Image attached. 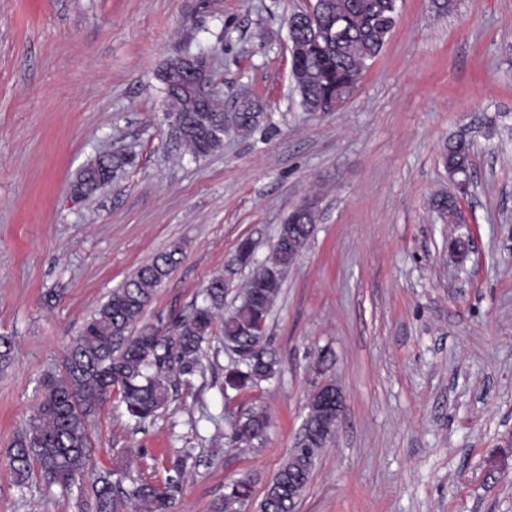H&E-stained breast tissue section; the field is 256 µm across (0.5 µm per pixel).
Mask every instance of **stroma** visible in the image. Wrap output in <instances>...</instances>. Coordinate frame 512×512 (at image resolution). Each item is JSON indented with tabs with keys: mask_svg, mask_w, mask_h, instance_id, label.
<instances>
[{
	"mask_svg": "<svg viewBox=\"0 0 512 512\" xmlns=\"http://www.w3.org/2000/svg\"><path fill=\"white\" fill-rule=\"evenodd\" d=\"M315 0H0V512H77L75 496L21 489L7 450L84 320L140 266L180 243L181 263L142 324L172 331L226 277L249 275L239 242L273 252L288 214L317 216L266 325L275 375L224 388L221 328L202 367L155 418L135 424L111 395L92 430L95 469L165 485L175 512H212L227 483L262 498L323 382L344 397L296 512H512V0H397L395 25L351 95L307 112L291 77L288 21ZM205 52L225 106L249 95L256 129L198 159L172 137L159 75ZM472 144L469 192L442 153ZM132 157L75 198L79 172ZM472 239L456 260L450 245ZM263 408L262 444L234 436Z\"/></svg>",
	"mask_w": 512,
	"mask_h": 512,
	"instance_id": "stroma-1",
	"label": "stroma"
}]
</instances>
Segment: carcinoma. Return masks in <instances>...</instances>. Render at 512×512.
<instances>
[{"label":"carcinoma","mask_w":512,"mask_h":512,"mask_svg":"<svg viewBox=\"0 0 512 512\" xmlns=\"http://www.w3.org/2000/svg\"><path fill=\"white\" fill-rule=\"evenodd\" d=\"M336 27L346 28L347 37L338 43L324 41L308 50L312 79L302 90L309 103L330 98L341 101L344 92L357 85L369 60L382 50L395 23L391 0H335ZM333 18L320 10L314 21L323 29ZM170 60L160 79L178 122L179 140L197 157H207L224 145V132L254 129L260 113L244 112L224 130L215 126V114L223 102L199 94L195 85H184L173 72ZM448 161L470 164L471 145L457 139L446 147ZM130 163L126 156H104L98 165L82 170L72 184L75 195L86 198L104 188L105 178ZM314 223L288 222L281 225L271 258L251 265L240 304L224 315V342L235 346L238 362L226 370L225 384L242 390L271 378L277 358L261 341L264 325L280 293L294 255L288 241L306 245ZM183 249L173 243L151 263L141 267L121 287L112 290L108 300L88 318L69 348L61 366L44 381L43 393L27 426L15 437L9 450V465L15 484L29 486L32 477L51 487L77 489L78 512H173L178 487L160 489L143 480L123 486V476L107 469L91 467L92 421L100 413L112 389L120 393L126 413L137 422L150 419L169 402L170 375L179 370L190 373L200 365L202 344L209 336L215 318L224 308V279H213L206 289L204 304L176 322L165 336L152 327L135 329L156 288L181 262ZM14 340L0 335V371L13 358ZM310 413L302 429L305 446L296 448L289 461L267 486L259 512H293L294 498L309 482L313 460L307 449L318 447L322 413L318 395L310 396ZM268 427L264 410L251 411L238 421L235 432L248 442L263 440ZM249 479L225 486L223 498L213 512H240L252 498Z\"/></svg>","instance_id":"obj_1"}]
</instances>
